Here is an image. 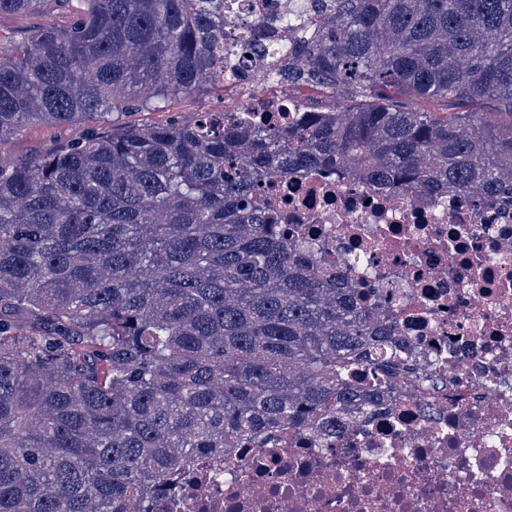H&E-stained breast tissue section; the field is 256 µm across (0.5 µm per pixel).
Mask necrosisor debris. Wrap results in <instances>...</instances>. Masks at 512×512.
Segmentation results:
<instances>
[{"label": "necrosis or debris", "instance_id": "necrosis-or-debris-1", "mask_svg": "<svg viewBox=\"0 0 512 512\" xmlns=\"http://www.w3.org/2000/svg\"><path fill=\"white\" fill-rule=\"evenodd\" d=\"M284 0H226L228 84L250 92L226 113L263 119L256 57L237 41ZM293 238L344 266L395 322L429 379L401 376L392 405L341 438L299 431L274 445L195 459L156 512H512V201L474 203L373 190L323 171L277 180ZM361 264L344 265L352 255Z\"/></svg>", "mask_w": 512, "mask_h": 512}]
</instances>
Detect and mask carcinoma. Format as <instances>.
I'll list each match as a JSON object with an SVG mask.
<instances>
[{
    "label": "carcinoma",
    "instance_id": "carcinoma-1",
    "mask_svg": "<svg viewBox=\"0 0 512 512\" xmlns=\"http://www.w3.org/2000/svg\"><path fill=\"white\" fill-rule=\"evenodd\" d=\"M317 2L292 49L279 19L262 44L268 73L322 89L300 120L108 130L224 84V0H0L47 17L0 44V145L85 127L0 157V512H150L196 457L286 429L322 442L417 373L377 305L253 194L321 169L512 199V0ZM354 364L383 389L353 390ZM77 133L74 127L33 124L23 135L2 145L0 155L14 163H28L56 150Z\"/></svg>",
    "mask_w": 512,
    "mask_h": 512
}]
</instances>
